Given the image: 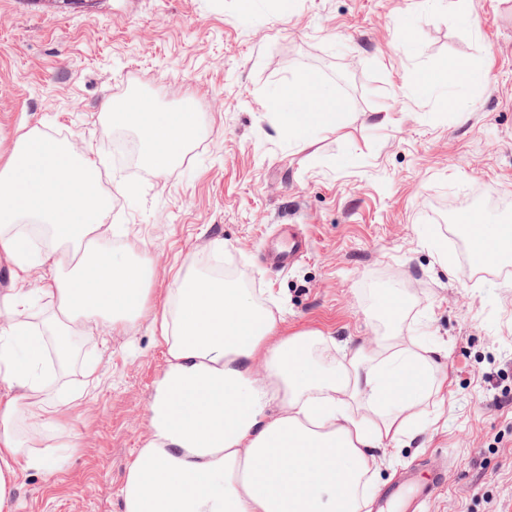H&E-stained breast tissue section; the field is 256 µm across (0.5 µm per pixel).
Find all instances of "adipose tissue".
<instances>
[{
	"label": "adipose tissue",
	"instance_id": "1",
	"mask_svg": "<svg viewBox=\"0 0 512 512\" xmlns=\"http://www.w3.org/2000/svg\"><path fill=\"white\" fill-rule=\"evenodd\" d=\"M113 122L139 127L146 162L165 170L184 147L196 122L189 112H117ZM30 185L19 189L17 177ZM112 211L95 162L64 142H46L38 129L13 141L0 163V254L10 259L15 280L33 263L17 225H49L41 257L54 270L46 296L56 299L58 324L83 332L99 322L124 323L141 311L145 261L116 257L97 234ZM164 305L161 340L169 366L155 387L152 435L129 465L120 489L123 512H359L370 481L372 458L383 440L407 434L406 411L420 393L394 398L390 380L431 355L416 354L403 337L377 339L374 349L348 352L337 372L310 368L302 358L305 335L271 343L273 314L238 288L183 280ZM23 292L0 302V512L10 506L18 473L48 470L27 451L14 424L29 401L45 395L36 374L41 339L28 336L20 319ZM263 356L265 373L250 366ZM193 401L187 413L174 395ZM279 416H268L271 406Z\"/></svg>",
	"mask_w": 512,
	"mask_h": 512
}]
</instances>
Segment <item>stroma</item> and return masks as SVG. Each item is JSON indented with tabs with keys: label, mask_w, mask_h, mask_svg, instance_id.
<instances>
[{
	"label": "stroma",
	"mask_w": 512,
	"mask_h": 512,
	"mask_svg": "<svg viewBox=\"0 0 512 512\" xmlns=\"http://www.w3.org/2000/svg\"><path fill=\"white\" fill-rule=\"evenodd\" d=\"M472 2L474 27L455 0H0V154L35 127L104 157L102 238L152 268L140 316L83 336L38 420H19L56 469L18 473L13 512H122L168 367L156 316L175 276L216 267L273 312L275 339L326 338L312 365L384 334L434 348L441 390L378 453L370 500L438 462L423 512H512V257L449 259L439 221L477 199L460 221L489 236L512 214V0ZM136 92L156 113L203 106L166 171L110 159L102 106ZM289 224L309 250L270 267Z\"/></svg>",
	"instance_id": "1"
}]
</instances>
